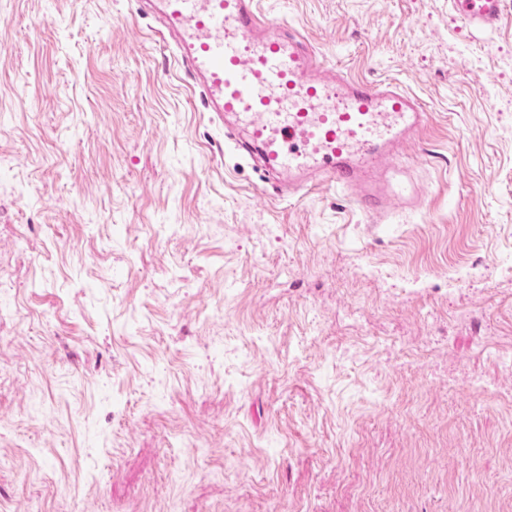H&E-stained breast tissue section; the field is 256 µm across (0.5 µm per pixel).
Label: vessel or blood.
<instances>
[{"label":"vessel or blood","instance_id":"vessel-or-blood-1","mask_svg":"<svg viewBox=\"0 0 512 512\" xmlns=\"http://www.w3.org/2000/svg\"><path fill=\"white\" fill-rule=\"evenodd\" d=\"M470 28L491 29L502 0H451ZM153 15L208 111L243 127L240 153L296 193L323 181L357 189L360 208L384 213L381 175L428 124L418 101L392 81L318 74L316 53L257 10L255 0H135Z\"/></svg>","mask_w":512,"mask_h":512}]
</instances>
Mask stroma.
Segmentation results:
<instances>
[{
  "mask_svg": "<svg viewBox=\"0 0 512 512\" xmlns=\"http://www.w3.org/2000/svg\"><path fill=\"white\" fill-rule=\"evenodd\" d=\"M430 123L382 220L278 196L133 0H0V512H512V0H257ZM457 15L470 28L491 29L502 18V0H451Z\"/></svg>",
  "mask_w": 512,
  "mask_h": 512,
  "instance_id": "stroma-1",
  "label": "stroma"
}]
</instances>
